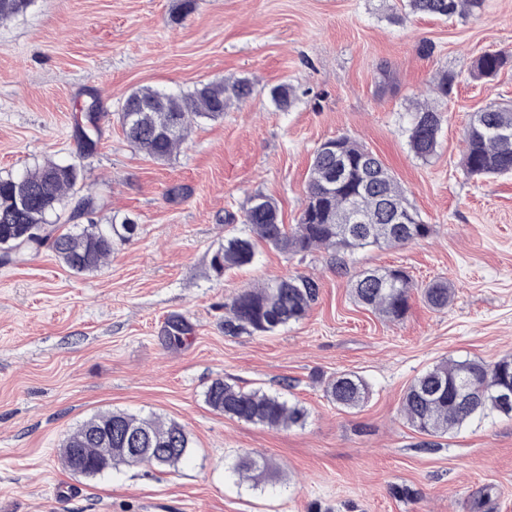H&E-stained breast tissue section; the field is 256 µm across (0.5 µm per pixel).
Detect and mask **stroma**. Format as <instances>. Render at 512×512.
<instances>
[{"instance_id":"stroma-1","label":"stroma","mask_w":512,"mask_h":512,"mask_svg":"<svg viewBox=\"0 0 512 512\" xmlns=\"http://www.w3.org/2000/svg\"><path fill=\"white\" fill-rule=\"evenodd\" d=\"M401 0H31L0 22V176L48 161L77 164L93 218L131 219L137 235L96 272H70L49 247L0 265V512H469L492 488V512H512V419L473 421L424 449L401 414L407 388L454 358L512 355V175L477 179L462 167L472 113L512 104V65L474 78L484 53L512 54V0H485L453 19L402 15ZM399 22H392V15ZM456 76L429 160L408 143L412 100ZM250 79L251 98L194 121L171 160L135 150L119 122L132 90L179 92ZM287 84L280 108L270 96ZM96 104L98 144L77 136ZM346 136L390 168L432 231L394 249L287 255L216 277L225 237L248 234L255 193L297 223L307 170L325 140ZM182 187L179 197L168 194ZM404 268L416 284L405 318L359 306L349 284L367 269ZM320 292L307 316L266 335L224 333V303L286 276ZM448 282L436 311L421 290ZM185 332L169 338L171 321ZM369 384L358 409L336 407L322 378ZM221 378L274 394L291 382L304 425L269 428L212 410ZM154 412L181 424L190 457L165 472L120 468L94 478L65 469L59 447L96 412ZM273 470L239 482L237 456Z\"/></svg>"}]
</instances>
